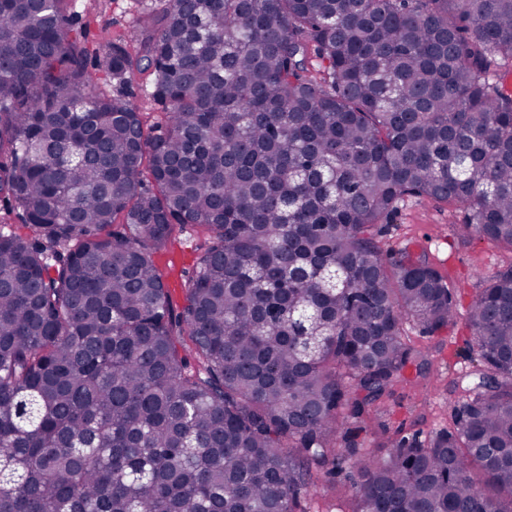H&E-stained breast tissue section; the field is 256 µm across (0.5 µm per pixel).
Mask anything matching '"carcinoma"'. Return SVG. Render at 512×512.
Masks as SVG:
<instances>
[{
  "label": "carcinoma",
  "mask_w": 512,
  "mask_h": 512,
  "mask_svg": "<svg viewBox=\"0 0 512 512\" xmlns=\"http://www.w3.org/2000/svg\"><path fill=\"white\" fill-rule=\"evenodd\" d=\"M72 0H0V512H512V261L472 299L452 426L365 446L459 288L386 253L406 197L512 253V0H165L96 59ZM152 71L160 121L119 88ZM205 229L178 307L156 266ZM193 360L182 354L186 343ZM351 495L344 473L323 477L304 496L302 506L307 512H351L354 508Z\"/></svg>",
  "instance_id": "carcinoma-1"
}]
</instances>
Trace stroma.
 I'll use <instances>...</instances> for the list:
<instances>
[{"instance_id":"35a3bbf8","label":"stroma","mask_w":512,"mask_h":512,"mask_svg":"<svg viewBox=\"0 0 512 512\" xmlns=\"http://www.w3.org/2000/svg\"><path fill=\"white\" fill-rule=\"evenodd\" d=\"M151 4L152 0H77L89 54L99 55L115 41L135 46L143 12ZM464 220L462 209L429 198L408 197L381 227L379 240L383 250L425 254L461 291L454 322L448 327L426 335L419 327L405 324L407 336L429 351L434 374L423 384L395 388L376 413L377 422L389 430L400 428L405 433L426 437L446 428L459 396L454 383L478 363L466 325L467 309L485 281L500 265L512 260V254L483 239H458L455 227ZM200 239V229L183 232L176 244L180 262L158 263L174 303L184 301L185 282ZM302 506L305 512H352L354 501L348 481L341 474L321 479L304 496Z\"/></svg>"}]
</instances>
